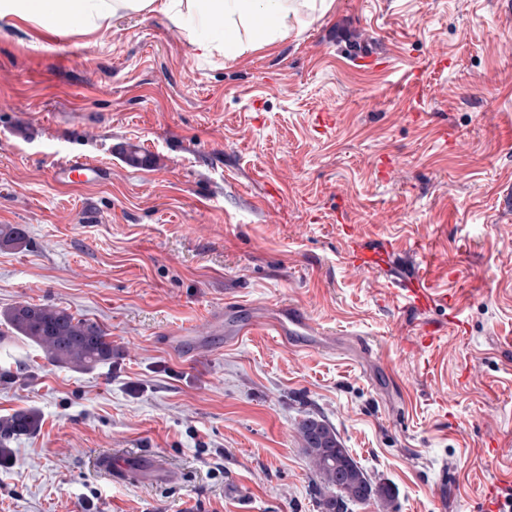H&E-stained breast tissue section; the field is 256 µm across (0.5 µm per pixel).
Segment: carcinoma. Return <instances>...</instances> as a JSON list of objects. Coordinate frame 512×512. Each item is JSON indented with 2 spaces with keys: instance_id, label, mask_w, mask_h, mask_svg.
<instances>
[{
  "instance_id": "carcinoma-1",
  "label": "carcinoma",
  "mask_w": 512,
  "mask_h": 512,
  "mask_svg": "<svg viewBox=\"0 0 512 512\" xmlns=\"http://www.w3.org/2000/svg\"><path fill=\"white\" fill-rule=\"evenodd\" d=\"M24 244L19 227L0 224L1 249H19ZM5 319L53 366L87 371L112 362V338L106 328L91 319L78 318L66 308L18 304L5 313ZM39 424L40 416L32 409L1 416L0 459L7 456L15 439L33 433ZM300 434L318 478L316 498L321 512H348L351 503L373 500L383 507L391 501V489L365 475L325 422L308 416L301 423Z\"/></svg>"
}]
</instances>
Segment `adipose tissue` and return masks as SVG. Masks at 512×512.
<instances>
[{
  "mask_svg": "<svg viewBox=\"0 0 512 512\" xmlns=\"http://www.w3.org/2000/svg\"><path fill=\"white\" fill-rule=\"evenodd\" d=\"M329 7V0H0V19L47 34H94L131 12L160 13L187 30L199 56L237 59L276 44Z\"/></svg>",
  "mask_w": 512,
  "mask_h": 512,
  "instance_id": "obj_1",
  "label": "adipose tissue"
}]
</instances>
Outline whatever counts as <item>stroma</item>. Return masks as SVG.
I'll return each mask as SVG.
<instances>
[{
	"label": "stroma",
	"mask_w": 512,
	"mask_h": 512,
	"mask_svg": "<svg viewBox=\"0 0 512 512\" xmlns=\"http://www.w3.org/2000/svg\"><path fill=\"white\" fill-rule=\"evenodd\" d=\"M0 99V224L26 238L0 249V315L57 305L113 348L91 371L55 367L0 318V416L40 415L0 463V512H320L309 414L392 487L389 512H498L512 0H333L233 61L200 59L158 13L91 35L0 20ZM125 144L153 174L126 168ZM81 156L109 179L54 180ZM358 246L434 275L449 302L405 307L383 271L351 266ZM290 304L334 345L282 344L264 322ZM188 327L192 353L173 339ZM107 454H156L179 478L109 477Z\"/></svg>",
	"instance_id": "1"
}]
</instances>
